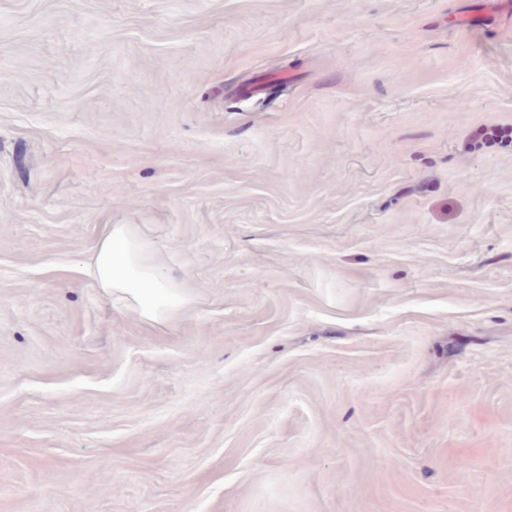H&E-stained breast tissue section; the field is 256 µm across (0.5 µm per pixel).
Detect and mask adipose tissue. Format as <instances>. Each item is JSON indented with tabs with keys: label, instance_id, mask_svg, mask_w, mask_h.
Instances as JSON below:
<instances>
[{
	"label": "adipose tissue",
	"instance_id": "ef3b65f1",
	"mask_svg": "<svg viewBox=\"0 0 512 512\" xmlns=\"http://www.w3.org/2000/svg\"><path fill=\"white\" fill-rule=\"evenodd\" d=\"M81 273L154 324L174 318L191 302L186 288L162 274L154 246L134 224L108 225Z\"/></svg>",
	"mask_w": 512,
	"mask_h": 512
}]
</instances>
